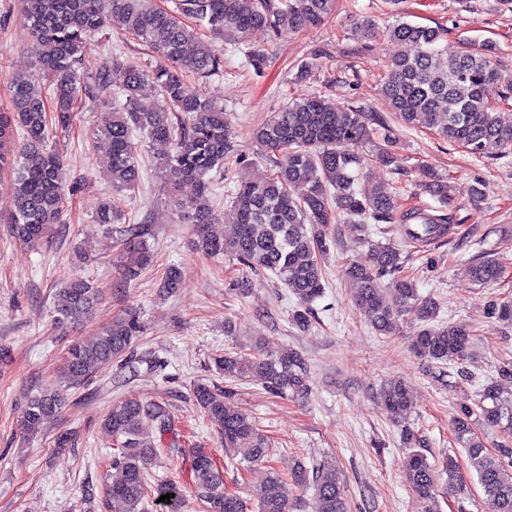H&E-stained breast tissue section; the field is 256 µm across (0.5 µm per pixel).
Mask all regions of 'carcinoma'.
Wrapping results in <instances>:
<instances>
[{"instance_id": "cac0c4a2", "label": "carcinoma", "mask_w": 512, "mask_h": 512, "mask_svg": "<svg viewBox=\"0 0 512 512\" xmlns=\"http://www.w3.org/2000/svg\"><path fill=\"white\" fill-rule=\"evenodd\" d=\"M27 15L29 39L35 52L31 71L17 72L10 83V106L0 111V175L9 179L13 210L0 223L20 244L35 248L55 224L64 223L68 199L78 184L67 178L65 155L47 146L50 136L72 125L74 113L92 112L108 102L112 72L124 74L120 96L112 107V122L100 130L108 142L106 177L115 192L138 188L142 173L135 134L147 136L155 165L178 181L196 187L193 196L176 199L183 216L195 227L197 249L205 256L228 254L254 271L270 273L297 298L291 321L299 330L311 326L313 302L325 289L324 262L330 250L329 226L346 219L365 233L372 224H391L407 247H425L452 234V211L457 209L448 185L436 178L429 192L446 213L433 215L419 208L400 209L380 187L355 182L365 170L388 166L392 153L385 149L371 158L362 148L373 133L371 125L385 120L376 112L360 109L336 111L321 96L293 100L261 124L256 145L274 172L264 180L238 181L232 197L237 231L230 239L208 231L216 218L212 205V172H225L242 164L233 142L232 124L224 106L203 98L186 80L216 75L224 57L216 44L198 36L186 20L241 46L255 29L277 35L283 29L301 31L319 26L333 11L336 0H173L164 8L154 0H19ZM116 30L137 40L154 59L151 65L120 56L94 77L80 72L88 40L97 32ZM386 36L400 47L390 60L382 97L390 111L406 123H419L475 157L512 151V120L485 97V89L506 83L512 93V76L505 77L494 62L489 44L442 53L441 27L397 20ZM48 84L50 96L42 86ZM160 96L156 108L142 104L145 87ZM21 128L23 136L15 135ZM123 210L115 197L105 198L96 213L100 224H120ZM149 260L143 246L129 248L125 280L132 281ZM402 249L393 244L371 248L368 261L353 263L346 276L356 285L354 299L371 327L390 336L409 316L418 329L412 351L436 364H451L462 382L471 380L466 367L472 347V330L463 322L437 323L439 304L419 295L414 281L400 274ZM474 281L495 283L502 275L500 262L488 255L470 267ZM390 277L387 285L382 279ZM100 301V290L82 276L68 279L54 295V320L59 324L89 319ZM144 323L129 312L102 327L91 339L66 352L58 383L32 394L20 416L23 432L34 434L57 417L64 392L90 385L98 371L113 362L131 363L134 346L143 336ZM217 373L230 382L256 378L274 395L305 397L309 392L308 363L295 349L269 352L255 341L253 351L226 352L213 358ZM512 382V361L502 363L494 380L477 398L464 395L457 403L452 423L456 443L464 449L484 494L488 512H512V394L502 381ZM231 392L197 383L190 399L219 432L227 462L219 465L212 453L199 450L191 462L194 496L204 512H289L296 493L313 490L311 512H348L341 495L342 474L328 460L298 462L284 475L270 468L253 499L230 492L224 471L248 470L268 462V437L256 421L229 402ZM380 399L393 418L411 407L409 386L392 379ZM116 448L109 460L115 471L105 487L114 512H148L150 505L166 512H181L185 495L174 480L150 472L151 461L164 447V437L177 435L169 404L135 395L112 404L102 420ZM492 429L503 441L495 450L485 447L478 429ZM406 456L403 478L416 499L436 503L440 473L458 495H469V485L456 461L447 458L437 471L420 449L421 440L404 431ZM167 493L172 498L159 502Z\"/></svg>"}]
</instances>
